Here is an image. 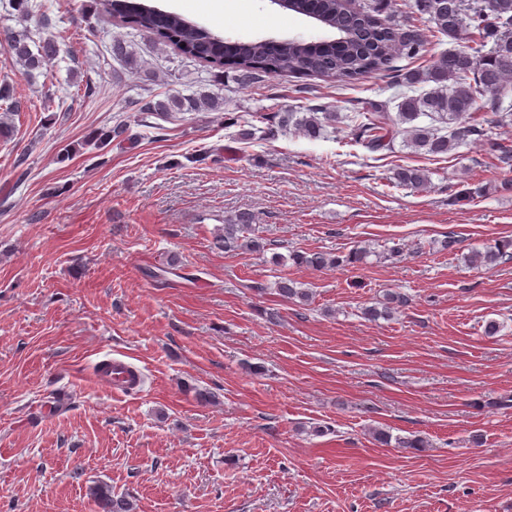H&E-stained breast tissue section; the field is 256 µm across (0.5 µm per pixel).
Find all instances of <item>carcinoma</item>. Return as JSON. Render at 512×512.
<instances>
[{
  "label": "carcinoma",
  "mask_w": 512,
  "mask_h": 512,
  "mask_svg": "<svg viewBox=\"0 0 512 512\" xmlns=\"http://www.w3.org/2000/svg\"><path fill=\"white\" fill-rule=\"evenodd\" d=\"M107 15H117L132 27L155 36L157 41L177 48L183 55L203 61L218 69H233L245 78L260 75L278 76L282 73L316 76L331 80H358L385 69L396 56L416 58L426 51L423 35L416 29L400 24L381 14L388 12L391 0H371L360 8L348 6L345 0H293L294 11L315 14L319 23L330 32L318 43L292 42L277 44L263 41L237 42L221 47L214 43L211 32L193 24L177 13L155 18L149 13L123 11L120 0H98ZM418 11L428 15L435 31L457 40L463 36L475 44L473 51L450 49L440 54L426 69L409 70L402 74L398 93V119L389 115L387 103L374 100L364 102L357 113L359 134L353 143L371 151L390 147L397 134V124L410 123V144L428 154L439 155L450 151L455 142L471 135L479 128L454 126L441 135L432 126H417L414 121L422 116L445 124L474 119L485 105L493 107L500 118L512 117V103L503 106L501 90L512 78V0H415ZM8 49L31 73L53 62L60 49L55 38L35 39L24 28L11 33ZM433 84L429 90L418 91L422 84ZM213 101L205 96L182 98L172 106L181 111H195ZM331 116L315 113L298 121L301 133L317 139L325 135ZM401 187L424 190L429 184L425 170L401 167L394 173ZM254 217L248 212L238 213L224 220L223 233L216 236L215 245L224 252L245 248L259 252L261 238L255 235ZM366 258V251L355 249L345 255L324 252H292L288 260L315 270L355 264ZM512 259V241L497 243L485 251H477L469 260L482 267H494ZM277 293L288 300L306 303L311 298L307 288L286 277L276 284ZM408 298L400 293H389L379 307L364 309L369 320L389 317L405 305ZM91 496L99 512H134L132 501L118 495L105 484L91 489Z\"/></svg>",
  "instance_id": "carcinoma-1"
}]
</instances>
